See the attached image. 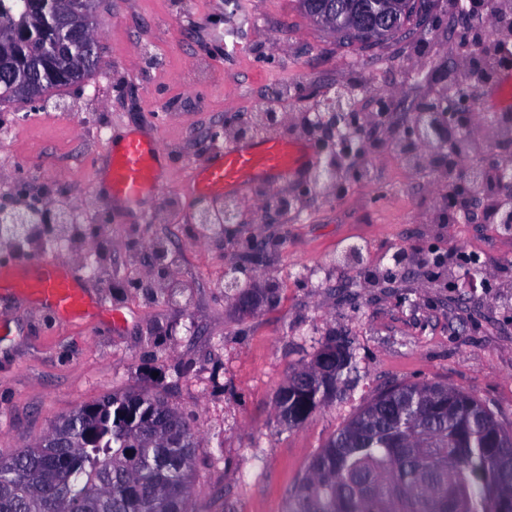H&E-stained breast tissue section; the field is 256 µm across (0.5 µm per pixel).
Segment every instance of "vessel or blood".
I'll list each match as a JSON object with an SVG mask.
<instances>
[{"instance_id": "b4317fda", "label": "vessel or blood", "mask_w": 512, "mask_h": 512, "mask_svg": "<svg viewBox=\"0 0 512 512\" xmlns=\"http://www.w3.org/2000/svg\"><path fill=\"white\" fill-rule=\"evenodd\" d=\"M162 151L151 140L125 138L114 149L108 168V191L126 202L144 199L160 185ZM316 159L303 145L269 136L260 142H228L215 148L201 163L191 165L183 179L185 191L194 196L222 197L225 190H245L272 178H286L312 168ZM80 266H62L51 260L25 258L0 265V287L8 285L31 296L43 306L63 314L93 315L102 299L88 298L81 287Z\"/></svg>"}]
</instances>
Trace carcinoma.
Listing matches in <instances>:
<instances>
[{
  "mask_svg": "<svg viewBox=\"0 0 512 512\" xmlns=\"http://www.w3.org/2000/svg\"><path fill=\"white\" fill-rule=\"evenodd\" d=\"M314 23L334 12L339 41L377 44L378 0H297ZM99 0L60 23L51 0H0V104L46 103L100 68L91 28ZM352 354L326 342L276 396L288 428L336 394ZM195 431L160 396L128 390L59 418L35 446L0 456V512H190ZM287 512H512V433L473 393L440 383L387 388L313 458Z\"/></svg>",
  "mask_w": 512,
  "mask_h": 512,
  "instance_id": "carcinoma-1",
  "label": "carcinoma"
}]
</instances>
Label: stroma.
Returning <instances> with one entry per match:
<instances>
[{"label":"stroma","instance_id":"obj_1","mask_svg":"<svg viewBox=\"0 0 512 512\" xmlns=\"http://www.w3.org/2000/svg\"><path fill=\"white\" fill-rule=\"evenodd\" d=\"M460 0H429L419 26L377 45L342 47L295 0H100L93 30L103 64L46 107L0 105V204L41 207L82 200L79 235L0 245L72 264L95 261L86 294L124 315L87 323L0 292V454L33 446L74 408L128 389L162 391L198 436L191 512H287L314 456L379 391L441 382L472 392L512 431V231L448 206L449 175L488 170L512 156L492 124L470 155L422 147L417 116L443 111L449 87L466 86L482 58L460 46ZM350 96L360 154L326 190L308 172L280 180L299 209L261 222L271 190L238 195L246 222L223 240L200 239L197 197L181 182L217 145L221 124L253 121L268 101L286 116L276 134L320 144L306 115L324 97ZM104 136H97V129ZM131 133L164 153L161 187L137 206L105 189L110 153ZM265 243L243 277L272 299L243 310L223 290L230 264ZM172 260L153 286L150 254ZM362 257L343 263L344 247ZM456 249L479 255L427 269L421 258ZM351 343L353 368L336 396L299 428L285 429L276 393L291 369L327 340Z\"/></svg>","mask_w":512,"mask_h":512}]
</instances>
